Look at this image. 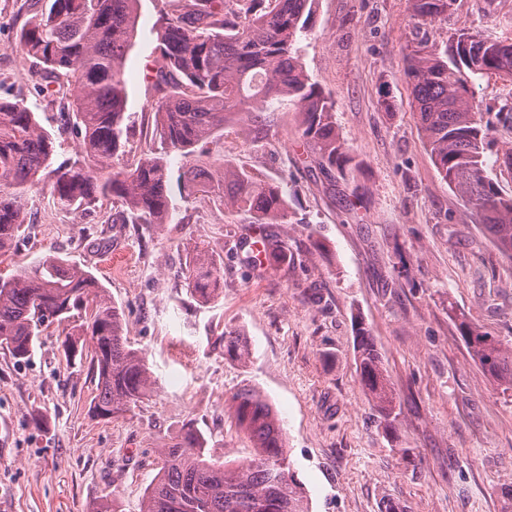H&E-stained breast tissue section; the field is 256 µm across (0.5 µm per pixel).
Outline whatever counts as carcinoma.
<instances>
[{
	"label": "carcinoma",
	"mask_w": 512,
	"mask_h": 512,
	"mask_svg": "<svg viewBox=\"0 0 512 512\" xmlns=\"http://www.w3.org/2000/svg\"><path fill=\"white\" fill-rule=\"evenodd\" d=\"M137 0H52L34 9L17 34L15 50L40 74L39 92L60 95V128L80 139L83 162L50 169L54 139L16 98L0 96V255L25 234L24 193L52 176V195L63 207L87 212L103 199L120 202L112 219L121 224H169L168 156L185 157L241 112H267L287 98L301 117L302 145L316 156L320 174L347 179L359 170L336 132L329 95L306 73L296 44L307 33L316 0H171L162 17L152 76L151 106L163 151L133 168L112 160L125 148L126 87L123 65L136 30ZM411 17L426 25L448 18L453 0H410ZM469 54L420 40L405 47L404 76L411 87L426 150L448 186L472 207L498 252L512 259V197L484 175V141L493 122L470 92L474 76L512 80V37L484 46L465 28ZM189 194L207 190L227 209L249 214L254 224H289L292 215L279 183L231 163L212 171L195 163L185 172ZM247 247L253 269L288 262V248L273 235ZM193 295L209 301L223 292L224 264L196 250L187 267ZM77 317L93 342L98 379L93 416L119 417L147 396L151 374L145 357L124 337V312L94 276L60 258L15 275L0 286V347L19 362L28 359L40 327ZM461 336L472 356L504 389H512V344L466 322ZM224 356L239 363L251 349L236 329H224ZM360 382L383 429L393 428L395 405L385 368L367 330L358 328ZM230 416L248 435L252 457L237 465L205 457L204 439L187 426L159 449L163 464L152 480L142 512H310L297 479L282 424L255 389L233 395Z\"/></svg>",
	"instance_id": "cac0c4a2"
}]
</instances>
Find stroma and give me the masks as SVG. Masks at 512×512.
I'll return each instance as SVG.
<instances>
[{"label": "stroma", "mask_w": 512, "mask_h": 512, "mask_svg": "<svg viewBox=\"0 0 512 512\" xmlns=\"http://www.w3.org/2000/svg\"><path fill=\"white\" fill-rule=\"evenodd\" d=\"M34 0H0V76L55 138L53 165L80 160L77 138L59 130V99L37 94L41 78L14 49ZM168 0H139L124 62L130 140L118 167L159 151L146 80L157 63L156 30ZM512 36V0H454L447 20L421 25L408 0H318L299 55L334 104L336 129L359 155L354 178L312 174L292 102L247 114L203 145L212 167L233 162L278 181L292 221L274 230L287 263L256 271L239 243L264 227L184 195L188 159L171 154L168 224H115L112 201L94 211L61 208L49 188L25 194L30 234L0 257V276L60 257L91 272L123 309L131 348L146 358L151 392L124 417L93 418L97 379L91 340L71 361L67 325H51L28 361L0 349V512H141L158 472V450L185 425L214 457L240 462L249 439L227 409L254 388L275 406L311 512H512V390L473 359L457 326L467 321L512 340V261L500 255L470 206L442 180L425 146L405 81L404 49L441 47L452 29ZM391 107H384L382 97ZM512 122L485 141V172L512 196L497 162ZM224 264V291L208 302L187 289V253ZM374 339L396 399L395 430L376 422L360 384L354 321ZM252 345L241 364L224 356V328Z\"/></svg>", "instance_id": "35a3bbf8"}]
</instances>
